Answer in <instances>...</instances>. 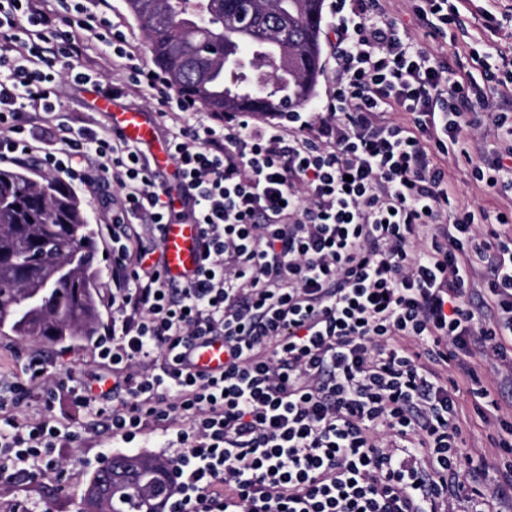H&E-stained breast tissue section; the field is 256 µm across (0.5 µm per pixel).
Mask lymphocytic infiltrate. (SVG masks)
Wrapping results in <instances>:
<instances>
[{"label": "lymphocytic infiltrate", "instance_id": "1", "mask_svg": "<svg viewBox=\"0 0 512 512\" xmlns=\"http://www.w3.org/2000/svg\"><path fill=\"white\" fill-rule=\"evenodd\" d=\"M444 37L459 0H410ZM109 0H0V161L37 138L41 166L117 188L112 213V325L95 352L112 369L113 436L162 424L175 451L169 512H469L512 507L500 480L470 465L448 364L481 388V356L512 376V244L467 209L449 217L442 160L460 149L477 109L512 92V62L482 81L414 43L383 0H336L335 86L319 125L302 113L262 124L210 113L155 69L134 64ZM106 27L125 88L149 89L177 128L167 145L184 200L137 143L111 127L58 118L57 66L69 82L95 66L79 32ZM403 112L410 123L389 120ZM500 144L473 167L512 197V114ZM199 227L200 263L171 281L155 245L173 218ZM224 340V370L195 368L199 343ZM77 431L48 418L0 420V480L60 467Z\"/></svg>", "mask_w": 512, "mask_h": 512}]
</instances>
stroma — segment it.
<instances>
[{"instance_id": "obj_1", "label": "stroma", "mask_w": 512, "mask_h": 512, "mask_svg": "<svg viewBox=\"0 0 512 512\" xmlns=\"http://www.w3.org/2000/svg\"><path fill=\"white\" fill-rule=\"evenodd\" d=\"M498 0H462L460 12L465 21L454 39L431 38L413 15L407 0H390V12L399 19L408 34L417 42L429 47L441 60L455 62L469 58L471 50H479L487 63H500V53L512 58V26L505 27L497 35H490L482 27L481 10L492 9ZM332 11H324L321 34L322 68L319 74L315 98L306 109L310 122H318L319 103L333 84L331 28ZM62 110L75 122L91 125L106 123L105 113L99 112L92 94L85 87L66 85L61 93ZM448 191L457 204L472 208L482 207L494 212L506 208V200L495 197L483 184L473 180L470 166L465 160L448 158ZM42 357L48 372L46 384L59 382L91 384L94 392L108 390L112 386L110 370L98 363L91 344L73 346L0 332V396L8 395L12 383L26 381L24 370L28 354ZM485 374L484 387L488 395L475 399L471 393L460 391L458 395L459 419L470 453L486 455L489 465H499L511 459L501 449L495 448L493 439L500 419L512 417V382L493 378L491 365L481 361ZM53 415L71 429L80 432L78 442L62 449L61 471L46 472L35 483L24 481L0 482V512H15L18 505H26L28 512H80L81 500L91 475L106 459L124 453H141L147 456L170 459L171 451L163 446L160 431L145 430L133 443H124L113 436L105 415L96 407L78 408L65 402L56 406Z\"/></svg>"}]
</instances>
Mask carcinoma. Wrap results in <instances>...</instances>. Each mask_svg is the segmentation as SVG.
I'll list each match as a JSON object with an SVG mask.
<instances>
[{"mask_svg":"<svg viewBox=\"0 0 512 512\" xmlns=\"http://www.w3.org/2000/svg\"><path fill=\"white\" fill-rule=\"evenodd\" d=\"M146 34L154 64L171 87L213 112H241L266 95L264 112L304 106L321 71L324 0H255L253 26L233 25L239 0H126ZM96 230L81 199L59 179H35L26 166L0 168V328L20 336L89 341L99 314ZM125 478L99 505L83 494L81 512H163L171 464L118 455Z\"/></svg>","mask_w":512,"mask_h":512,"instance_id":"cac0c4a2","label":"carcinoma"}]
</instances>
